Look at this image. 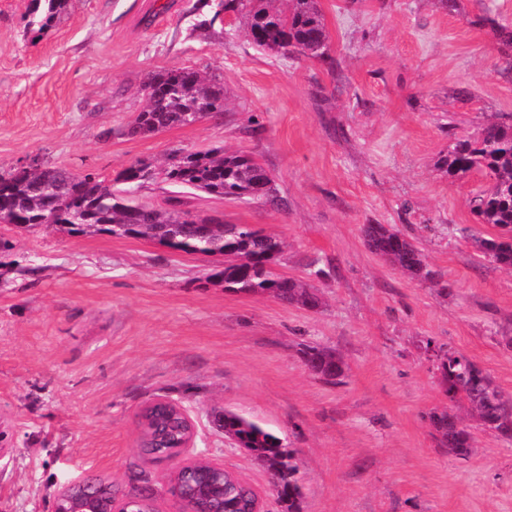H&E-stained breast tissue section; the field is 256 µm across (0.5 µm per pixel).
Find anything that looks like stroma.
<instances>
[{
	"label": "stroma",
	"mask_w": 512,
	"mask_h": 512,
	"mask_svg": "<svg viewBox=\"0 0 512 512\" xmlns=\"http://www.w3.org/2000/svg\"><path fill=\"white\" fill-rule=\"evenodd\" d=\"M29 0H0V167L37 162L112 179L177 148L252 155L277 200L184 194L188 208L279 235L275 269L316 287L319 310L209 281L219 256L155 241L0 224V512H52L68 479L120 493L150 482L159 512L175 465L141 448L137 416L178 402L196 426L185 459L222 463L279 512L265 467L217 431L233 410L295 452L301 512H512V440L472 427L461 460L428 415L449 406L426 341L465 354L512 395V269L474 247L496 235L473 200L488 181L440 166L455 139L512 119V0H320L333 65L275 58L238 18L198 0H72L40 37ZM193 68L224 84L221 118L149 137L124 130L156 71ZM391 224L435 283L391 267L361 227ZM329 279L315 277L317 269ZM342 357L329 384L304 346Z\"/></svg>",
	"instance_id": "35a3bbf8"
}]
</instances>
